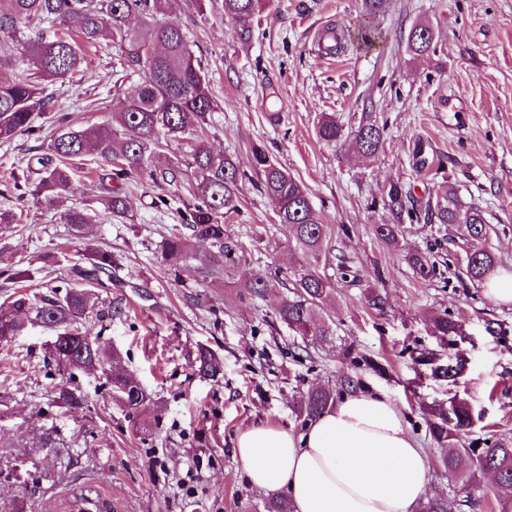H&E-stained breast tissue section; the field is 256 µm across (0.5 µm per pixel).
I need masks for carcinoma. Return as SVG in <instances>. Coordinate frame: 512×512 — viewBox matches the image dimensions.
<instances>
[{
	"label": "carcinoma",
	"mask_w": 512,
	"mask_h": 512,
	"mask_svg": "<svg viewBox=\"0 0 512 512\" xmlns=\"http://www.w3.org/2000/svg\"><path fill=\"white\" fill-rule=\"evenodd\" d=\"M174 0H0V140L16 134L41 133L34 116L47 111L43 96L46 81L68 80L81 69L82 46L102 40L112 42L119 52L124 73L141 74L135 94L112 117V122L77 126L71 116L60 112L56 130L47 151L29 159L23 179H14L13 189L20 201L32 197L49 206L64 203L73 192L74 176L84 161L107 166L103 180L109 181L97 198L112 216L134 221L132 205L123 182L137 178L148 186L177 185L183 191V227L162 237L157 249L169 268L179 271L191 251V240L208 245L203 255L206 265H224L232 271L243 255L242 247L227 231L239 212V187L246 173L230 156L214 153L206 139L215 101L207 74L184 30L165 20ZM365 23L361 40L368 45L379 37L374 17L383 0H363ZM266 0H224V15L237 26L242 39L250 37L252 22ZM414 56L434 50V32L426 24L413 25L406 38ZM385 127L370 112L361 114L357 129L349 140L351 149L371 156L384 141ZM319 137L327 143L342 138V128L332 115L322 117ZM187 142L189 151L171 157L172 144ZM253 166L259 173L260 189L277 205L278 222L292 230L293 250L305 257L319 259L328 227L313 206L307 190L292 174L261 147L253 149ZM410 196L398 182L386 189L384 203L394 222L378 224L377 238L391 246L397 243L399 226ZM424 216L430 224L465 226L469 250L465 251L461 279L485 286L497 271L498 259L485 245L490 225L482 208L462 202L454 187L427 200ZM76 237H81L88 215L78 208L62 214ZM407 262L414 273L427 279L435 271L434 263L422 251H411ZM90 267L78 271V277L92 286L100 275L112 270V254L99 251L90 255ZM292 288L283 298L278 315L282 322L302 336L324 341L332 335L320 315L321 304L334 289L332 282L308 269L296 268L289 276ZM274 287L273 280L258 271L243 284L247 294L264 296ZM12 312H22L28 320L56 332L50 357L60 375L75 370L106 369L110 358L96 340L81 330L80 320L93 312L90 294L65 283L54 286L49 295L15 293ZM434 334L441 341L460 334V326L447 317L433 321ZM416 363L429 367L435 377L456 383L462 374L463 360L443 359L428 352ZM195 372L217 381L223 366L212 350L201 347L193 360ZM112 401L131 413L146 408L151 398L124 372L115 368L106 373ZM59 400L69 410L84 408L85 399L71 388H59ZM335 395L326 388H312L302 396L306 420L318 416L332 404ZM474 424L469 404L452 396L448 406L429 412V431L443 450L439 464L468 489L480 488V476L490 473L496 480L498 512H512V437L491 435L484 447L462 443Z\"/></svg>",
	"instance_id": "1"
}]
</instances>
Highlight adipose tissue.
<instances>
[{"mask_svg": "<svg viewBox=\"0 0 512 512\" xmlns=\"http://www.w3.org/2000/svg\"><path fill=\"white\" fill-rule=\"evenodd\" d=\"M234 454L250 484L284 493L291 512H418L431 491L427 452L382 392L345 395L298 435L253 425Z\"/></svg>", "mask_w": 512, "mask_h": 512, "instance_id": "ef3b65f1", "label": "adipose tissue"}]
</instances>
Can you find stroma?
Instances as JSON below:
<instances>
[{"label": "stroma", "mask_w": 512, "mask_h": 512, "mask_svg": "<svg viewBox=\"0 0 512 512\" xmlns=\"http://www.w3.org/2000/svg\"><path fill=\"white\" fill-rule=\"evenodd\" d=\"M363 14L362 0H271L242 40L223 0L203 13L192 0H175L169 18L187 32L217 104L209 145L246 173L240 213L228 226L246 260L230 275L206 273L200 243L181 273L169 271L156 244L180 217L176 206L151 201L175 197L174 187L129 181L136 213L129 224L98 204L97 173H78L67 201L89 215L78 240L60 209L20 204L3 189L38 154L39 140L25 133L0 140V212L22 214L0 224V266L29 272L20 282L0 280V302L45 292L87 266L91 252H110L112 285L94 294L121 301L122 310L85 328L151 397L149 408L129 413L113 405L101 371L78 370L69 386L86 405L68 410L48 359L54 331L28 323L0 339V512H72L79 494L101 512H265L267 494L251 487L233 453L237 435L260 422L302 432L301 394L336 388L344 374L399 406L432 460L436 494L460 512L465 492L437 462L427 411L453 391L476 419L469 440L512 436V303L458 279L468 247L458 227L406 221L395 247L380 242L374 227L392 220L382 201L389 183L420 201L449 183L484 210L487 245L500 269L512 271V0H386L376 16L382 37L369 47L357 38ZM416 23L434 28L436 51L421 59L406 45ZM330 26L347 39L327 55L318 42ZM82 69L84 78L46 84L44 94L85 124L111 119L140 81L119 77L109 47L85 48ZM94 99L101 111H83ZM365 112L386 126L370 157L347 143ZM326 114L335 115L343 141L319 138ZM257 146L303 182L329 226L330 254L316 267L335 286L324 305L333 331L326 343L311 344L279 320L285 288L261 298L243 288L255 272L284 280L307 263L291 251L288 226L260 190ZM411 250L430 253L433 276L413 272L405 259ZM341 257L356 279L342 278ZM372 291L383 308L368 305ZM446 314L463 333L443 344L432 322ZM201 347L221 357L220 381L196 375ZM424 351L465 359L456 385L418 375ZM195 460L201 468L191 480L186 471Z\"/></svg>", "instance_id": "stroma-1"}]
</instances>
